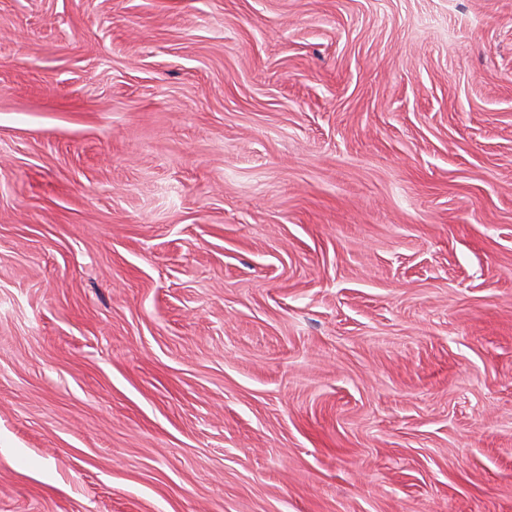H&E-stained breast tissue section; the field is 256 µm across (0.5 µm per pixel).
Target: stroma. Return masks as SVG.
I'll return each instance as SVG.
<instances>
[{"mask_svg":"<svg viewBox=\"0 0 512 512\" xmlns=\"http://www.w3.org/2000/svg\"><path fill=\"white\" fill-rule=\"evenodd\" d=\"M0 512H512V0H0Z\"/></svg>","mask_w":512,"mask_h":512,"instance_id":"obj_1","label":"stroma"}]
</instances>
